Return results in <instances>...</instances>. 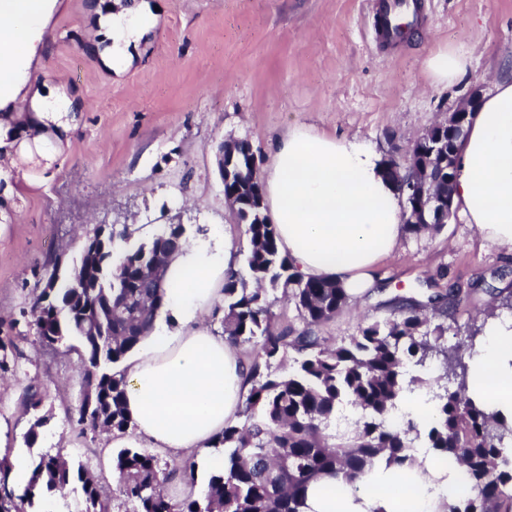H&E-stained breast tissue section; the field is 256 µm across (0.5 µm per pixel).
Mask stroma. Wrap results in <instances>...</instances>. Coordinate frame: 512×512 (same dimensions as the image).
Returning <instances> with one entry per match:
<instances>
[{"mask_svg":"<svg viewBox=\"0 0 512 512\" xmlns=\"http://www.w3.org/2000/svg\"><path fill=\"white\" fill-rule=\"evenodd\" d=\"M375 2L145 0L155 25L131 47V64L111 75L93 49V20L115 0H63L31 79L65 88L78 127L59 154L25 147L13 193H0V318L15 322L21 351L16 371L0 378V459L21 451L35 462L59 450L93 472L112 512H132L113 494L111 434L76 425L82 345L45 349L22 315L47 257L76 263L99 226L127 230L140 244L180 224L188 242L225 231L247 249L217 167L224 140H248L265 163L275 141L301 125L401 155L472 90L485 95L512 79V0H417V29L396 45L376 37ZM446 48L467 65L453 81L431 83L425 62ZM441 269L475 286L452 325L467 326L512 289V249L455 214L441 229L404 238L378 271V292L349 300L322 335L339 340L361 321L387 319L389 299L420 296ZM31 385L47 417L32 444L22 405Z\"/></svg>","mask_w":512,"mask_h":512,"instance_id":"35a3bbf8","label":"stroma"}]
</instances>
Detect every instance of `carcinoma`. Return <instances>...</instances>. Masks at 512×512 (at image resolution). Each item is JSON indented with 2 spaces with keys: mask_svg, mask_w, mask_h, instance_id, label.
<instances>
[{
  "mask_svg": "<svg viewBox=\"0 0 512 512\" xmlns=\"http://www.w3.org/2000/svg\"><path fill=\"white\" fill-rule=\"evenodd\" d=\"M448 125L421 137L418 161L433 147L448 152ZM256 156L247 140L224 142L227 201L246 226L250 278L231 273L224 280L225 341L252 346L250 389L241 405V423L224 427L213 444L224 449V467L211 475L203 499L173 503L166 485L194 479L193 463L163 470L143 448H122L113 457L115 492L135 512H303L310 486L318 481L357 493L368 487L375 465L398 470L417 464L416 443L432 460L457 474V485L435 512H512V418L489 410L469 395V363L476 353L478 327L466 346H448V310L467 292L452 284L419 300L393 299L392 316L365 321L356 334L330 344L319 328L348 303L341 284L306 279L278 248L274 225L265 215ZM183 225L169 224L151 241L129 245L116 258L115 238L127 232L99 226L86 236L72 274L55 287L41 281L30 302L31 326L48 348L78 339L86 358L77 424L124 434L132 423L124 408L126 381L108 369L149 335L165 306V289L140 280L149 267L162 282L168 258L183 237ZM282 289L294 304L299 328L276 322L270 292ZM94 321L98 335L86 330ZM295 356L284 366L288 351ZM20 351L13 337H0V372L16 367ZM425 386L432 411L393 421L403 390ZM33 387L24 396L32 413L27 433L34 443L45 417ZM350 405L355 416L341 412ZM10 468L0 462V512H30L35 497L62 493L78 482L84 512H111L99 485L85 467L74 468L59 454H41L27 488L9 485Z\"/></svg>",
  "mask_w": 512,
  "mask_h": 512,
  "instance_id": "carcinoma-1",
  "label": "carcinoma"
}]
</instances>
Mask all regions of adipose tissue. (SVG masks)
I'll return each mask as SVG.
<instances>
[{
    "label": "adipose tissue",
    "mask_w": 512,
    "mask_h": 512,
    "mask_svg": "<svg viewBox=\"0 0 512 512\" xmlns=\"http://www.w3.org/2000/svg\"><path fill=\"white\" fill-rule=\"evenodd\" d=\"M57 6L58 0H0V149L12 148L9 131L19 120L35 142L73 129L65 92L44 93L30 81ZM153 24L135 0L99 15V32L108 41L100 53L104 68L122 72L130 63V45ZM259 178L279 248L303 277L338 280L351 296L374 286L378 265L404 237L405 220L401 196L374 146L297 126L274 144ZM453 206L485 240L512 246V79L495 84L466 129ZM238 268L239 248L225 234L185 246L170 259L167 306L182 329L172 335L156 322L142 351L122 367L126 410L144 445L188 453L210 447L236 421L250 387L248 362L210 331L204 315L220 304V287ZM479 349L470 389L479 402L512 417V319L488 322ZM433 473L440 482L430 486L380 465L372 481L397 483L400 496L317 485L307 494L308 512H430L432 499L456 478L438 466Z\"/></svg>",
    "instance_id": "ef3b65f1"
}]
</instances>
